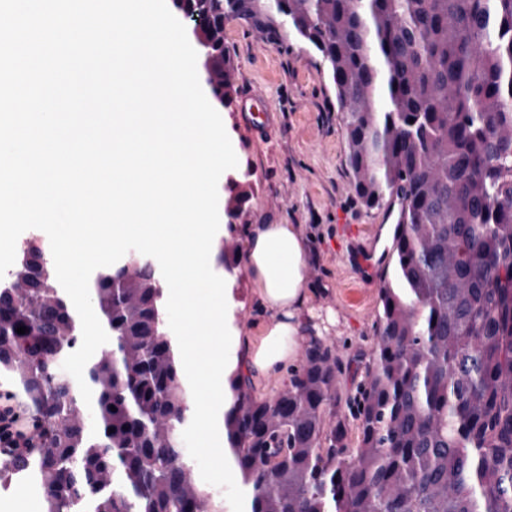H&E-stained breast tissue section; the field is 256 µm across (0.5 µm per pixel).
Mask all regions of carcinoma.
<instances>
[{
	"mask_svg": "<svg viewBox=\"0 0 512 512\" xmlns=\"http://www.w3.org/2000/svg\"><path fill=\"white\" fill-rule=\"evenodd\" d=\"M193 3L214 23L213 53L239 21L314 49L355 195L403 206L355 393L318 336L269 397L224 376V443L248 512H512V0ZM233 70L225 51L208 71L226 97ZM216 264L243 265L234 237ZM90 296L109 336L84 376L93 429L78 384L55 370L82 330L47 250L29 244L0 281V379L40 423L0 470L34 476L45 512H223L180 447L193 397L158 269L132 251L94 271Z\"/></svg>",
	"mask_w": 512,
	"mask_h": 512,
	"instance_id": "1",
	"label": "carcinoma"
}]
</instances>
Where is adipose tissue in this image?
Returning a JSON list of instances; mask_svg holds the SVG:
<instances>
[{
  "mask_svg": "<svg viewBox=\"0 0 512 512\" xmlns=\"http://www.w3.org/2000/svg\"><path fill=\"white\" fill-rule=\"evenodd\" d=\"M244 270L266 313L242 364L252 378L281 374L298 346L314 331L311 292L306 284L309 255L296 224H253L244 241Z\"/></svg>",
  "mask_w": 512,
  "mask_h": 512,
  "instance_id": "obj_1",
  "label": "adipose tissue"
}]
</instances>
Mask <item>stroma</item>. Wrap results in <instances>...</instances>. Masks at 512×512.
<instances>
[{
  "mask_svg": "<svg viewBox=\"0 0 512 512\" xmlns=\"http://www.w3.org/2000/svg\"><path fill=\"white\" fill-rule=\"evenodd\" d=\"M225 46L235 63V93H259L270 103L261 135L246 127L236 103L223 110L239 163L222 174L218 193L227 196L234 182L253 185L252 198L234 220V240L243 243L252 224L299 225L309 251L314 310L330 320L326 337L348 363L342 388L355 391L374 342L392 227L383 210L363 206L350 186L345 130L320 56L296 38L276 44L237 22L227 28ZM234 292L238 325L255 332L265 316L246 273H239Z\"/></svg>",
  "mask_w": 512,
  "mask_h": 512,
  "instance_id": "35a3bbf8",
  "label": "stroma"
}]
</instances>
